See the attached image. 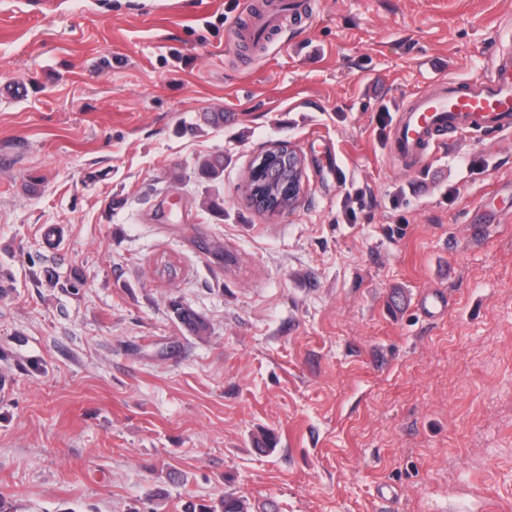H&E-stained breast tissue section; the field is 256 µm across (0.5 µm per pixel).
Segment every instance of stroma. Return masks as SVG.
Instances as JSON below:
<instances>
[{
    "label": "stroma",
    "mask_w": 512,
    "mask_h": 512,
    "mask_svg": "<svg viewBox=\"0 0 512 512\" xmlns=\"http://www.w3.org/2000/svg\"><path fill=\"white\" fill-rule=\"evenodd\" d=\"M306 3L252 49L250 0H0L6 512H512V132L390 156L412 95L512 52V0ZM276 142L307 193L267 216ZM255 173H266V184L268 182L274 183L279 175L283 176V179L278 182L279 194L277 199H275L276 191L269 195L263 187L255 185L253 182ZM240 189L246 201L255 211L260 210L268 215L293 211L305 197V161L303 155L287 143H276L263 147L253 155ZM287 197L288 208H282L279 203ZM178 321L192 334L200 335L207 331L208 326L205 320L198 315L191 307L179 302L172 304Z\"/></svg>",
    "instance_id": "1"
}]
</instances>
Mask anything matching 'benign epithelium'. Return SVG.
Instances as JSON below:
<instances>
[{
	"instance_id": "benign-epithelium-1",
	"label": "benign epithelium",
	"mask_w": 512,
	"mask_h": 512,
	"mask_svg": "<svg viewBox=\"0 0 512 512\" xmlns=\"http://www.w3.org/2000/svg\"><path fill=\"white\" fill-rule=\"evenodd\" d=\"M267 174V182H278L279 194H268L253 182V176ZM242 195L254 210L268 215L291 212L305 197V161L290 144L276 143L256 152L240 186Z\"/></svg>"
}]
</instances>
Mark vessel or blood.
<instances>
[{"label": "vessel or blood", "mask_w": 512, "mask_h": 512, "mask_svg": "<svg viewBox=\"0 0 512 512\" xmlns=\"http://www.w3.org/2000/svg\"><path fill=\"white\" fill-rule=\"evenodd\" d=\"M512 128V55L492 57L478 80L440 82L413 95L392 131V157L412 166L434 154L448 136Z\"/></svg>", "instance_id": "b4317fda"}]
</instances>
